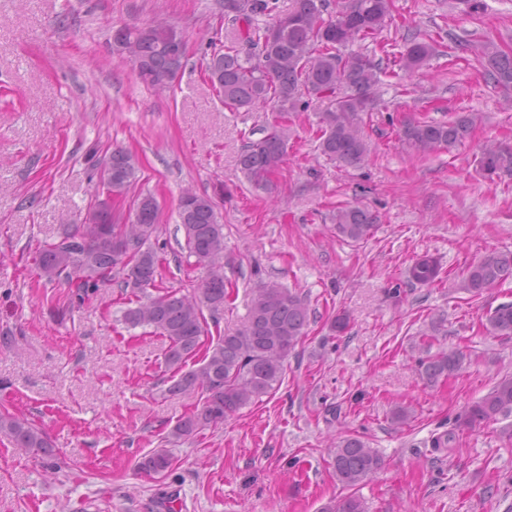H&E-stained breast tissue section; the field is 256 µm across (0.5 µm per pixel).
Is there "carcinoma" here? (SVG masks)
Segmentation results:
<instances>
[{
    "instance_id": "carcinoma-1",
    "label": "carcinoma",
    "mask_w": 512,
    "mask_h": 512,
    "mask_svg": "<svg viewBox=\"0 0 512 512\" xmlns=\"http://www.w3.org/2000/svg\"><path fill=\"white\" fill-rule=\"evenodd\" d=\"M392 0H344L331 13L326 0H292L285 10L279 0H224V19L248 46L216 47L210 41L208 79L217 97L231 110L269 108L273 121L263 129V137L250 141L238 156L244 177L256 186H267L286 160L288 115L302 112L312 99L334 98V107L321 116L318 148L331 160L344 166H358L368 157L364 135V115L376 105L375 88L385 73L382 61L367 54L337 53V47L356 37L366 38L382 31L391 18ZM288 15V28L275 41H269L271 27L253 25L258 16L278 20ZM120 35L126 41L125 56L132 62L142 83L160 88L174 81L184 66L186 51L177 27L157 22L124 26ZM436 53L434 43L415 37L407 40L395 65L401 71L419 69ZM486 62L485 75L494 85L512 88V53L490 42L481 46ZM308 99L303 100L300 91ZM481 116L456 114L446 121L426 118L406 121L403 140L422 152L448 151L470 138ZM112 178L100 180L102 190L123 197L137 174L135 157L122 148L110 153ZM480 171L491 178L512 174V145L487 142L478 160ZM139 224H96L89 222L63 228L59 239L37 250L35 263L49 282L62 280L83 297L122 274L123 287L131 289L137 305L123 312L130 328L149 326L168 341L163 354L171 372V393L200 395L197 408L178 419L168 441L190 439L206 428H217L242 408L276 392L284 380L289 354L305 335L309 311L304 297L276 281L262 282L255 288L246 323L233 334L204 343L208 322L204 311L215 316L229 299L224 280V225L217 219L212 201L187 190L179 202L178 216L185 235V249L206 268L191 294L159 288L160 262L147 246L159 227V205L151 196L139 199ZM378 216L348 205L336 210V235L354 242L373 237ZM440 264L423 256L409 268V278L421 285L438 279ZM512 277V252H490L470 264L462 273L459 288L472 297L482 295L501 281ZM154 289L153 295L148 289ZM487 330L495 336L512 337V303L497 307L488 318ZM203 355H198V352ZM465 356L458 351H441L422 361V373L431 381L463 368ZM512 417V375L500 378L481 399L471 405L461 425L498 422ZM0 434L20 448H27L46 461L52 470L60 469L56 448L49 433L26 418L0 411ZM169 449L157 448L142 457L138 469L159 473L170 469ZM383 460L361 437L346 436L331 453L336 479L355 488L382 468ZM320 512H366L361 498L353 493L334 498Z\"/></svg>"
}]
</instances>
